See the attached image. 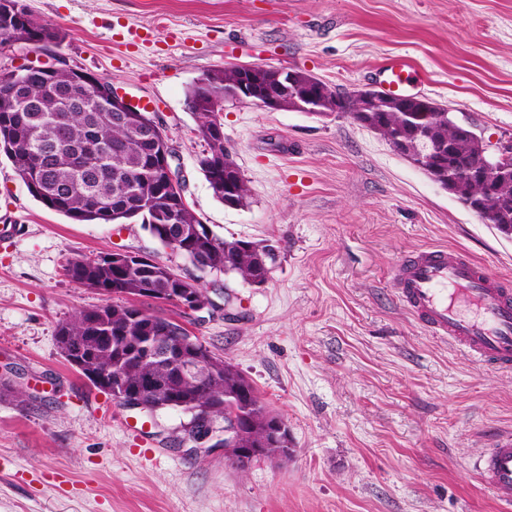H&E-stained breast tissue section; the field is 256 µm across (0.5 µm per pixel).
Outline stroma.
<instances>
[{"label": "stroma", "mask_w": 512, "mask_h": 512, "mask_svg": "<svg viewBox=\"0 0 512 512\" xmlns=\"http://www.w3.org/2000/svg\"><path fill=\"white\" fill-rule=\"evenodd\" d=\"M61 27L56 49L0 53V70L51 53L108 78L170 139L184 193L221 241L273 252L264 284L199 275L226 311L137 299L230 362L288 426L292 452L237 467L200 448L178 409L148 415L93 387L57 346L102 304L67 262L118 248L184 276L190 260L139 220L84 224L36 200L0 155V512H512L473 462L512 432V372L473 363L397 302L392 273L414 251H465L512 280L499 233L349 114L225 104L224 144L249 188L218 200L187 94L234 64L300 70L339 93L381 89L390 60L488 145L512 137V0H21Z\"/></svg>", "instance_id": "35a3bbf8"}]
</instances>
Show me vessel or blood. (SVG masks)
Segmentation results:
<instances>
[{"label":"vessel or blood","mask_w":512,"mask_h":512,"mask_svg":"<svg viewBox=\"0 0 512 512\" xmlns=\"http://www.w3.org/2000/svg\"><path fill=\"white\" fill-rule=\"evenodd\" d=\"M412 81L406 64L386 71L389 91H404ZM393 285L398 301L430 334L479 364L512 370V287L506 280L466 253L427 248L397 265ZM477 472L502 500H512V433L481 453Z\"/></svg>","instance_id":"obj_1"}]
</instances>
